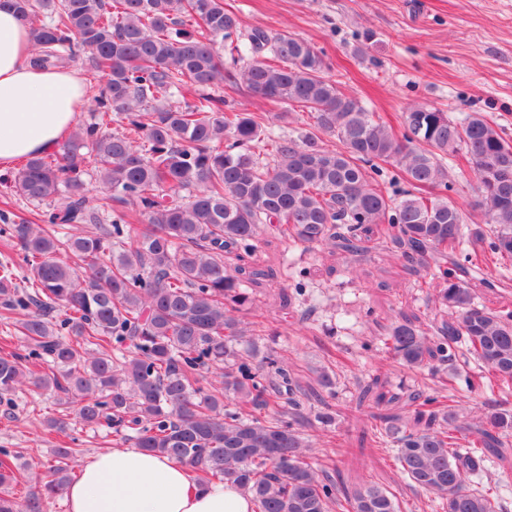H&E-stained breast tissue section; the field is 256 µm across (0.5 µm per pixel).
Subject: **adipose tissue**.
I'll return each mask as SVG.
<instances>
[{
  "instance_id": "adipose-tissue-1",
  "label": "adipose tissue",
  "mask_w": 512,
  "mask_h": 512,
  "mask_svg": "<svg viewBox=\"0 0 512 512\" xmlns=\"http://www.w3.org/2000/svg\"><path fill=\"white\" fill-rule=\"evenodd\" d=\"M27 24L0 0V174L57 151L93 88L73 67L31 61ZM68 512H254L252 496L223 483L196 485L175 460L115 446L83 463L66 490Z\"/></svg>"
}]
</instances>
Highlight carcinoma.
<instances>
[{"mask_svg": "<svg viewBox=\"0 0 512 512\" xmlns=\"http://www.w3.org/2000/svg\"><path fill=\"white\" fill-rule=\"evenodd\" d=\"M13 4L35 65L81 61L101 88L91 121L14 178L16 194L48 210L34 220L0 211V236L21 252L29 282L19 286L4 256L0 321L14 335L3 342L20 345L0 354V398L27 384L54 400L48 430L64 433L73 420L106 429L175 459L200 484L252 493L259 512H399L385 488L340 495L307 461L305 428L334 417H310L296 378L245 339L250 297L224 264L226 254L254 251L263 226L306 249L351 253L377 226L391 252L436 280L446 316L432 336L410 322L391 329L393 358L441 380L434 393L413 394L414 424L377 428L375 446L395 444V464L432 512L438 503L508 512L502 486L482 478L488 451L512 433V311L475 303L457 276L512 264V144L496 123L473 113L458 124L411 106L398 135L340 89L306 38L244 31L224 0ZM241 82L253 97L307 113L312 130L286 139L236 109L224 87ZM458 155L476 181L480 222L448 197L445 159ZM386 165L409 185L397 197L377 179ZM90 173L109 190L94 207ZM461 376L487 409L468 427L454 413ZM80 453L55 449L56 463L38 475L43 493L21 504L0 496V512H44ZM15 468L0 449L1 486Z\"/></svg>", "mask_w": 512, "mask_h": 512, "instance_id": "1", "label": "carcinoma"}]
</instances>
